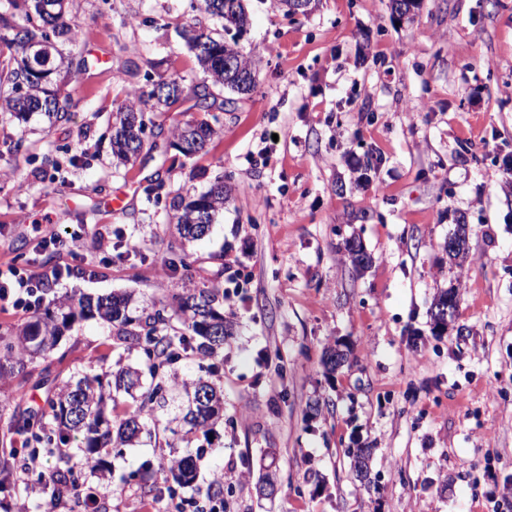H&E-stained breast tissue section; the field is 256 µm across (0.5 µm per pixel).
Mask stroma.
Wrapping results in <instances>:
<instances>
[{"label": "stroma", "instance_id": "35a3bbf8", "mask_svg": "<svg viewBox=\"0 0 512 512\" xmlns=\"http://www.w3.org/2000/svg\"><path fill=\"white\" fill-rule=\"evenodd\" d=\"M256 88H214L222 110L181 97L153 112L135 163L112 157V114L162 78L202 81L181 31L199 0H73L63 44L65 119L0 112V269L62 271L55 295L131 293L159 306L210 280L234 328L224 345V422L197 483L249 466L227 512H512V0H244ZM217 131L181 156L185 121ZM59 159V168L45 157ZM229 187L189 270L165 264L173 197ZM124 196L121 211L104 205ZM470 225L462 265L444 245ZM82 232L77 253L40 247L30 227ZM371 265L354 270L346 240ZM458 291L444 331L437 294ZM104 326L75 324L62 361L0 378V397L39 409L43 368H87ZM348 358L326 373L325 351ZM373 451L361 484L347 451ZM149 438L111 456L107 512H166L125 472L164 456ZM278 474L272 499L256 478Z\"/></svg>", "mask_w": 512, "mask_h": 512}]
</instances>
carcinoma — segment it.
Masks as SVG:
<instances>
[{"label": "carcinoma", "instance_id": "obj_1", "mask_svg": "<svg viewBox=\"0 0 512 512\" xmlns=\"http://www.w3.org/2000/svg\"><path fill=\"white\" fill-rule=\"evenodd\" d=\"M33 11H25L0 35V45L8 54L0 60V111L17 115L42 112L59 121L67 114L60 94L50 89L52 76L59 71L49 34L76 40L79 25L69 14V0H31ZM203 11L227 30L248 21L244 0H203ZM190 49L195 53L205 80L214 86L238 94H249L255 85L242 90L224 71V56L233 58L237 67L255 75V61L239 42L192 23L183 29ZM164 95L142 92L138 102L128 101L116 112L112 135V155L127 164L137 158L144 147L147 111L168 106L184 93L193 95L197 107L209 112L212 93L203 84L185 85L177 79L160 80ZM217 134L207 123L186 122L173 132L175 147L187 158L206 151ZM224 181L188 201L173 205L176 243L168 247L169 268L176 272L189 267L186 245L203 239L224 208ZM224 291L212 284L196 287L174 296L171 308L146 305L135 318L128 315L135 299L128 293L109 295L61 296L54 299L55 313L36 315L24 327L0 334V375L23 372L28 363L51 358L64 333L79 321L99 320L110 333L102 346L106 353L97 362L111 356L123 358L133 350L142 353V365L121 366L115 372L88 371L69 377H42L49 384L45 405L39 410L22 413L17 403L0 399V417L13 422L14 437L0 447V501L12 498L17 491V475L26 463L43 452L58 453L59 466L47 483L37 474L31 490L47 493L50 501L78 491L81 484L94 477L104 480L110 472L108 457L112 451L138 442L142 434L158 430L170 432L173 440L165 441L174 450L168 458L154 465L147 462L131 477L151 487L157 497L166 496L174 487L194 488L196 464L191 454L178 455L177 443L190 447L197 434L207 437L224 420V390L218 377L224 368V342L233 335L232 325L224 322L218 310ZM181 390L184 403L166 422L157 411L167 407L170 387ZM357 476L368 479L369 448H353ZM212 505L224 507V470L215 474L206 493Z\"/></svg>", "mask_w": 512, "mask_h": 512}]
</instances>
